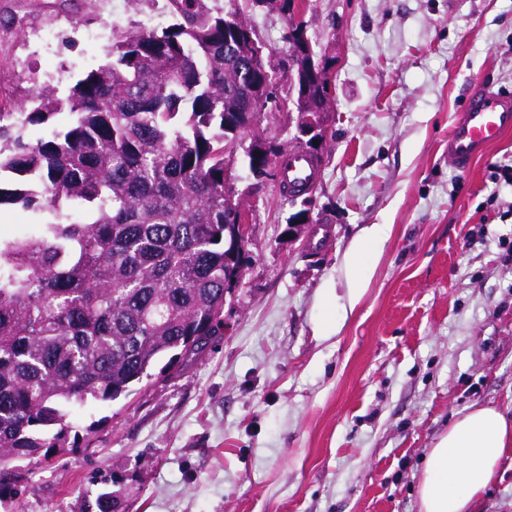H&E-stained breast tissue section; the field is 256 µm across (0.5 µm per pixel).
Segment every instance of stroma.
<instances>
[{"mask_svg": "<svg viewBox=\"0 0 512 512\" xmlns=\"http://www.w3.org/2000/svg\"><path fill=\"white\" fill-rule=\"evenodd\" d=\"M220 3L275 63L304 22L327 69L310 222L289 234L278 178L234 166L247 263L206 349L74 407L66 446L18 462L0 512H98L106 489L115 512H417L423 459L457 413L512 414V186L494 177L512 131L468 172L448 160L470 81L512 89V0ZM171 22L166 0H0V104L66 93L116 33ZM319 224L332 235L315 249ZM369 224L391 232L356 289L344 255Z\"/></svg>", "mask_w": 512, "mask_h": 512, "instance_id": "1", "label": "stroma"}]
</instances>
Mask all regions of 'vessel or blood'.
Instances as JSON below:
<instances>
[{
    "label": "vessel or blood",
    "instance_id": "obj_1",
    "mask_svg": "<svg viewBox=\"0 0 512 512\" xmlns=\"http://www.w3.org/2000/svg\"><path fill=\"white\" fill-rule=\"evenodd\" d=\"M509 130H512V93L475 83L448 135L449 162L459 171H468ZM283 179L292 190L316 182L307 158L299 152L290 153Z\"/></svg>",
    "mask_w": 512,
    "mask_h": 512
}]
</instances>
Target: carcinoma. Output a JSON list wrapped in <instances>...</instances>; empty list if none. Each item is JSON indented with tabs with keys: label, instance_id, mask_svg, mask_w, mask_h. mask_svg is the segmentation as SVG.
<instances>
[{
	"label": "carcinoma",
	"instance_id": "1",
	"mask_svg": "<svg viewBox=\"0 0 512 512\" xmlns=\"http://www.w3.org/2000/svg\"><path fill=\"white\" fill-rule=\"evenodd\" d=\"M174 23L115 35L106 64L63 98L44 89L0 106V205L51 220L0 237V496L17 494L10 464L65 445L70 409L109 402L168 370L210 336L243 263L229 224L232 149L256 178L288 165L280 144L240 137L276 102L279 70L254 29L208 0H167ZM296 138H324L325 67L303 25L289 27ZM68 109L48 138L28 127ZM289 194L308 221L311 191Z\"/></svg>",
	"mask_w": 512,
	"mask_h": 512
}]
</instances>
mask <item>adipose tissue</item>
Instances as JSON below:
<instances>
[{
    "instance_id": "adipose-tissue-1",
    "label": "adipose tissue",
    "mask_w": 512,
    "mask_h": 512,
    "mask_svg": "<svg viewBox=\"0 0 512 512\" xmlns=\"http://www.w3.org/2000/svg\"><path fill=\"white\" fill-rule=\"evenodd\" d=\"M388 230L385 224L370 225L353 242L345 258L353 287H363L367 279L362 253L381 250ZM511 455L512 417L492 406L465 408L424 458L417 482L419 512H477Z\"/></svg>"
}]
</instances>
